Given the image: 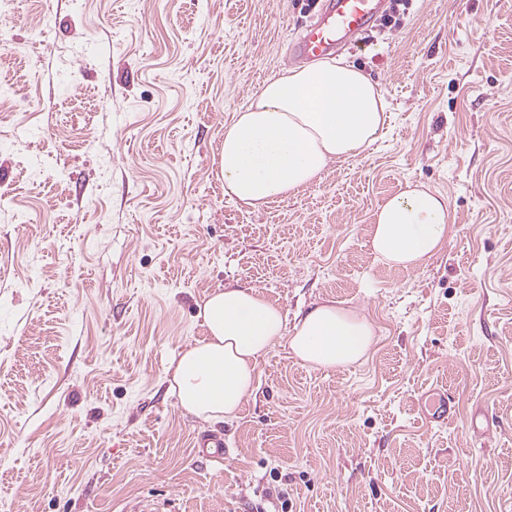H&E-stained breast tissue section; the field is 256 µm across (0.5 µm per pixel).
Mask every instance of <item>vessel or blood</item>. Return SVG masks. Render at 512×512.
<instances>
[{"instance_id": "1", "label": "vessel or blood", "mask_w": 512, "mask_h": 512, "mask_svg": "<svg viewBox=\"0 0 512 512\" xmlns=\"http://www.w3.org/2000/svg\"><path fill=\"white\" fill-rule=\"evenodd\" d=\"M387 0H321L313 19L291 44L292 60H316L361 41L384 13ZM199 456L209 462L224 460V439L205 433L198 437Z\"/></svg>"}]
</instances>
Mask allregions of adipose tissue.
<instances>
[{
  "mask_svg": "<svg viewBox=\"0 0 512 512\" xmlns=\"http://www.w3.org/2000/svg\"><path fill=\"white\" fill-rule=\"evenodd\" d=\"M387 119L381 88L347 59L284 69L224 125V195L257 209L297 193L330 162L370 148ZM447 240L448 204L439 193L409 185L375 212L370 246L387 264L424 265ZM198 315L207 334L171 363L167 381L181 407L205 421L238 415L256 388L260 359L279 341L324 370L364 361L378 340L366 316L328 301L287 327L280 308L248 288L212 291Z\"/></svg>",
  "mask_w": 512,
  "mask_h": 512,
  "instance_id": "obj_1",
  "label": "adipose tissue"
}]
</instances>
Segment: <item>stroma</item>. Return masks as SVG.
Returning <instances> with one entry per match:
<instances>
[{
	"mask_svg": "<svg viewBox=\"0 0 512 512\" xmlns=\"http://www.w3.org/2000/svg\"><path fill=\"white\" fill-rule=\"evenodd\" d=\"M310 18L295 0H14L0 42V502L11 512H512V0H410L342 57L390 124L259 209L228 200L224 124ZM448 200L426 266L376 258L377 207ZM256 289L288 324L331 300L379 337L312 369L277 343L235 418L166 371L198 305ZM445 391L456 412L428 423ZM490 418L484 436L474 413ZM224 436L216 465L197 433Z\"/></svg>",
	"mask_w": 512,
	"mask_h": 512,
	"instance_id": "stroma-1",
	"label": "stroma"
}]
</instances>
